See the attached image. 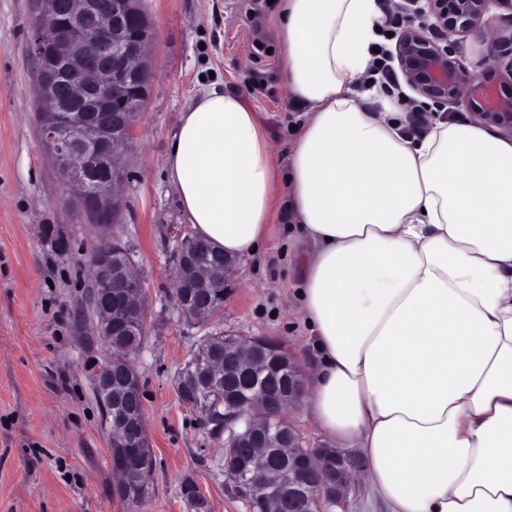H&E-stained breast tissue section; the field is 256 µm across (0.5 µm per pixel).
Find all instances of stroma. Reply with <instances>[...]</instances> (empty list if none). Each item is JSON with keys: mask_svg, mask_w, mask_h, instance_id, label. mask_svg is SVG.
<instances>
[{"mask_svg": "<svg viewBox=\"0 0 512 512\" xmlns=\"http://www.w3.org/2000/svg\"><path fill=\"white\" fill-rule=\"evenodd\" d=\"M156 38L154 80L135 129L124 206L112 231L137 252L151 319L137 364L156 458L153 489L129 505L112 495L109 436L90 383L78 317L97 230L63 192L46 157L29 53L32 0H0V512H186L185 479L211 512H247L219 466L222 450L180 404L175 377L202 336H268L310 366L294 298L293 239L279 234L238 259L224 308L201 326L181 322L169 299V227L181 223L165 173L169 137L201 81L213 77L259 112L280 165L304 110L281 77L269 0H145Z\"/></svg>", "mask_w": 512, "mask_h": 512, "instance_id": "obj_1", "label": "stroma"}]
</instances>
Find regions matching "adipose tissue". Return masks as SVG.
Masks as SVG:
<instances>
[{"mask_svg": "<svg viewBox=\"0 0 512 512\" xmlns=\"http://www.w3.org/2000/svg\"><path fill=\"white\" fill-rule=\"evenodd\" d=\"M289 98L308 113L280 167L258 114L211 84L179 115L166 176L231 258L309 245L297 297L313 371L301 403L365 463L385 512H512V142L408 114L364 86L377 0H279ZM285 180L287 193L275 185Z\"/></svg>", "mask_w": 512, "mask_h": 512, "instance_id": "adipose-tissue-1", "label": "adipose tissue"}]
</instances>
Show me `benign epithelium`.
Listing matches in <instances>:
<instances>
[{
  "label": "benign epithelium",
  "mask_w": 512,
  "mask_h": 512,
  "mask_svg": "<svg viewBox=\"0 0 512 512\" xmlns=\"http://www.w3.org/2000/svg\"><path fill=\"white\" fill-rule=\"evenodd\" d=\"M404 18L392 60L405 84L418 97L443 108L465 100L475 103L471 120L499 136L512 139V91L505 94L488 73L505 67L512 81V0H401ZM30 51L41 61L40 98L45 119L42 144L61 173L73 198L87 206L122 209L127 168L114 169L115 158L127 156L136 122L145 106L152 77L150 50L155 31L134 29L130 0H39ZM473 35L484 42L485 69L477 74L461 58V38ZM102 243L89 260L91 291L99 313L92 326L102 343L92 357V380L126 405V413L109 430L116 487L145 480L133 449L144 446L145 416L140 372L132 366L133 343L128 339L127 315L148 321V296L134 247L111 234L112 224H98ZM175 241L169 299L182 317L207 323L222 305L211 302L203 283L224 272L195 263L184 232ZM130 258L112 262V251ZM273 343L260 336L243 340L225 335L224 359L213 357L206 369L189 371L182 390L200 385L224 389V447L249 448L248 464H240L250 496L263 512H335L342 508L358 470L357 462L339 450L310 444L289 418L298 404L303 370L294 355L278 348L274 374L248 397H242L231 376L265 374L266 349ZM188 512H208L199 488L182 489Z\"/></svg>",
  "instance_id": "7a95c632"
}]
</instances>
